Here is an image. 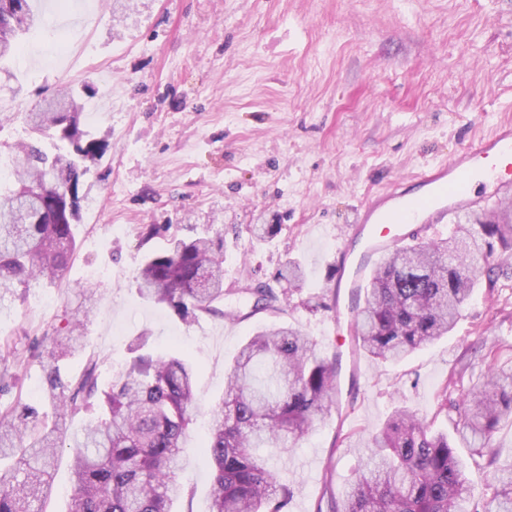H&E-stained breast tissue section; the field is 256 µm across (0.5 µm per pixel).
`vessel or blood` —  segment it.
I'll list each match as a JSON object with an SVG mask.
<instances>
[{
    "label": "vessel or blood",
    "instance_id": "1",
    "mask_svg": "<svg viewBox=\"0 0 512 512\" xmlns=\"http://www.w3.org/2000/svg\"><path fill=\"white\" fill-rule=\"evenodd\" d=\"M491 180L490 192L472 191L473 178ZM420 187L427 193L410 201L402 185L363 204L347 237L364 240L363 256L351 261L346 247H339L336 265L346 272L350 288L363 284L369 262L405 242L425 237L446 224L448 216L461 207L486 209L491 203L512 199V126H498L490 135L464 147L459 154L424 172Z\"/></svg>",
    "mask_w": 512,
    "mask_h": 512
}]
</instances>
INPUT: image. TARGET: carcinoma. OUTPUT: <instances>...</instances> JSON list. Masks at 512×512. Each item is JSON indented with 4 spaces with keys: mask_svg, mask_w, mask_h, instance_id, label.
<instances>
[{
    "mask_svg": "<svg viewBox=\"0 0 512 512\" xmlns=\"http://www.w3.org/2000/svg\"><path fill=\"white\" fill-rule=\"evenodd\" d=\"M0 69L24 48L39 22L31 0H0ZM88 91L67 88L22 119L28 139L16 151L13 175L0 180V290L53 283L69 267L80 223V190L97 169L104 140L81 124L80 112L57 107ZM512 246V213L484 221H457L446 237L397 247L373 269L356 303L355 340L374 360L396 361L450 332L468 304L480 262L495 243ZM300 288L302 268L280 273ZM137 292L186 324L203 315L225 316L224 238H174L142 264ZM254 310L274 307L270 288L247 289ZM49 351L38 401L0 405V512H44L52 492L51 468L63 430L48 421L98 401V416L74 437V486L67 512H171L183 469L182 441L199 409L193 364L179 354L147 348L141 333L126 365L99 388L96 363L77 379L58 362L82 349L81 336ZM336 359L322 355L300 329L274 324L255 332L234 356L224 400L210 411L204 448L214 473L211 512H288L290 491L259 448L284 457L316 420L336 406ZM512 414V365H494L461 401L462 441L485 448L501 420ZM365 463L332 512H469L474 497L448 436L433 434L416 413L398 409L372 434ZM486 512H512V467L492 477Z\"/></svg>",
    "mask_w": 512,
    "mask_h": 512,
    "instance_id": "obj_1",
    "label": "carcinoma"
}]
</instances>
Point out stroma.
<instances>
[{
    "mask_svg": "<svg viewBox=\"0 0 512 512\" xmlns=\"http://www.w3.org/2000/svg\"><path fill=\"white\" fill-rule=\"evenodd\" d=\"M41 24L25 37L17 82L0 76V103L27 111L64 88L90 86L82 120L106 139L98 181L76 230V251L52 285L0 299V375L36 398L42 354L84 324L66 376L98 363L99 382L148 333L152 348L185 355L203 408L224 395L225 372L256 330L287 322L341 358L336 407L285 459L288 512H329L342 500L365 442L404 405L456 442L462 397L494 361L512 360V249L495 247L455 329L400 362L378 363L333 335L336 250L355 210L398 178L412 179L512 122V0H34ZM54 39L69 50L46 60ZM159 231L147 236L146 228ZM275 224L259 239L255 225ZM224 238L225 305L241 320L185 325L139 298L145 255L170 237ZM298 262L302 288L278 274ZM273 288L276 309L253 310L244 287ZM96 291L81 310V291ZM447 399H440V392ZM447 409H440V402ZM207 418L184 440V496L173 512H210ZM493 458L458 448L484 512L494 470L512 464V417Z\"/></svg>",
    "mask_w": 512,
    "mask_h": 512,
    "instance_id": "obj_1",
    "label": "stroma"
}]
</instances>
